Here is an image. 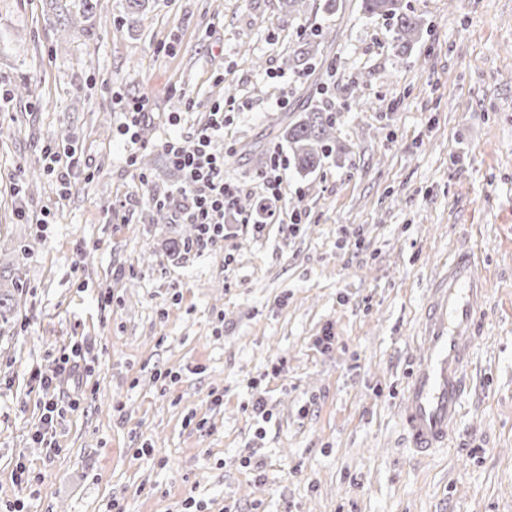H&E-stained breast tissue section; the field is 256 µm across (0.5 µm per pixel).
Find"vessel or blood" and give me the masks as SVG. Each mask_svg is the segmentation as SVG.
Returning <instances> with one entry per match:
<instances>
[{"label":"vessel or blood","mask_w":512,"mask_h":512,"mask_svg":"<svg viewBox=\"0 0 512 512\" xmlns=\"http://www.w3.org/2000/svg\"><path fill=\"white\" fill-rule=\"evenodd\" d=\"M486 293L479 253L470 247L458 249L432 283L419 328L423 353L400 409L406 441L416 454L426 456L448 445L467 389Z\"/></svg>","instance_id":"1"}]
</instances>
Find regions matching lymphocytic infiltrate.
<instances>
[{"label":"lymphocytic infiltrate","mask_w":512,"mask_h":512,"mask_svg":"<svg viewBox=\"0 0 512 512\" xmlns=\"http://www.w3.org/2000/svg\"><path fill=\"white\" fill-rule=\"evenodd\" d=\"M224 133V106H209L205 124L198 127L191 140L175 137L167 140L164 151L170 162L182 171L184 182L172 206L177 219L196 228L195 249L223 247L227 216L236 213V204L243 191L241 183L226 178L224 153L214 146L216 137ZM286 160L280 151H273L269 164L261 174L266 196L259 215H244L240 221L262 231L266 225L280 223L282 172Z\"/></svg>","instance_id":"lymphocytic-infiltrate-1"}]
</instances>
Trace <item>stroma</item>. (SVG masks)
Returning <instances> with one entry per match:
<instances>
[{
    "instance_id": "35a3bbf8",
    "label": "stroma",
    "mask_w": 512,
    "mask_h": 512,
    "mask_svg": "<svg viewBox=\"0 0 512 512\" xmlns=\"http://www.w3.org/2000/svg\"><path fill=\"white\" fill-rule=\"evenodd\" d=\"M407 3L423 31L399 53L359 0L299 18L280 0H147L133 17L125 0H0V88L32 89L0 115V252L35 246L0 333V512H512V0ZM327 26L310 73L289 71L304 32ZM188 95L197 108L171 128ZM136 96L153 113L145 185L118 133ZM230 98L224 173L247 211L301 106L332 114L340 157L284 170L282 223L172 253L184 225L149 220L153 194L182 182L162 144ZM63 136L80 157L69 188L26 184ZM120 203L125 223H107ZM46 210L55 223H36ZM464 243L482 259L483 317L449 445L422 458L399 411L429 289ZM76 342L88 364L41 389L33 371ZM52 397L80 401L54 454L31 439Z\"/></svg>"
}]
</instances>
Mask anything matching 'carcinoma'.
<instances>
[{
	"label": "carcinoma",
	"instance_id": "carcinoma-1",
	"mask_svg": "<svg viewBox=\"0 0 512 512\" xmlns=\"http://www.w3.org/2000/svg\"><path fill=\"white\" fill-rule=\"evenodd\" d=\"M360 7L366 15L381 16L393 23L396 47L400 49L418 39L422 33L421 20L408 12L403 0H360ZM334 40L335 29H318L303 37L299 48L284 58V65L292 71L304 73L320 46ZM335 126L333 118L317 108L306 109L289 119L281 135L288 141L293 168L298 173L308 175L322 166L333 151ZM32 254L33 246L21 243L15 247L7 262L0 263V331L11 328L21 309L24 295L22 266Z\"/></svg>",
	"mask_w": 512,
	"mask_h": 512
}]
</instances>
